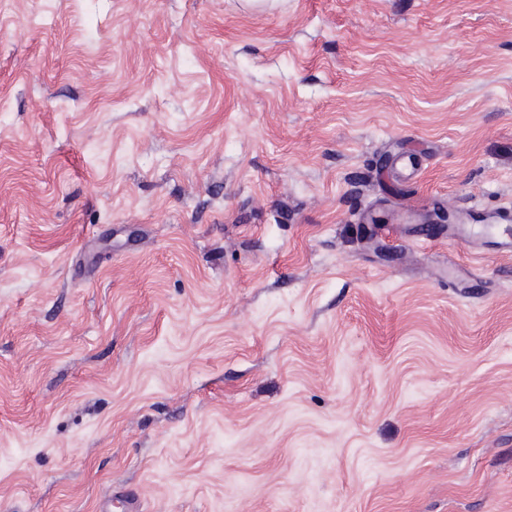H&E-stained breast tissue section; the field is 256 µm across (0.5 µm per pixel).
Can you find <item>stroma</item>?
<instances>
[{
    "instance_id": "stroma-1",
    "label": "stroma",
    "mask_w": 512,
    "mask_h": 512,
    "mask_svg": "<svg viewBox=\"0 0 512 512\" xmlns=\"http://www.w3.org/2000/svg\"><path fill=\"white\" fill-rule=\"evenodd\" d=\"M502 206L512 0H0V512H512Z\"/></svg>"
}]
</instances>
